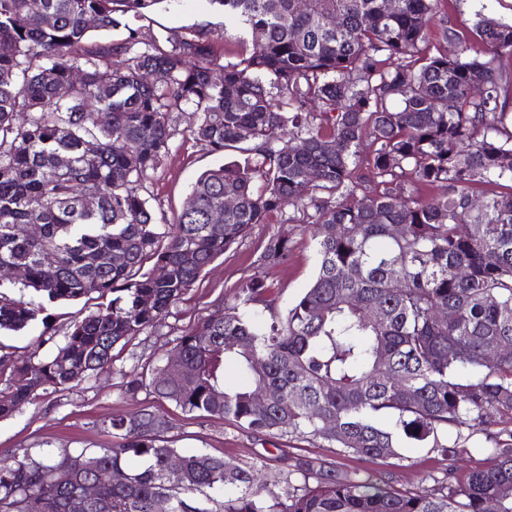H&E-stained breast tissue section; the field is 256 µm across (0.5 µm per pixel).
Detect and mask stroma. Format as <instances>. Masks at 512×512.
<instances>
[{
    "label": "stroma",
    "instance_id": "obj_1",
    "mask_svg": "<svg viewBox=\"0 0 512 512\" xmlns=\"http://www.w3.org/2000/svg\"><path fill=\"white\" fill-rule=\"evenodd\" d=\"M440 9L448 18L449 29L461 32L470 45H477V15H485L512 23V0H442ZM206 25L214 30L213 47L219 63L235 61L240 50L239 32L225 24L208 0H167L152 15L151 33L166 35L184 33L187 29ZM196 123L192 109L173 113L175 135L171 150L161 168L146 182V196L158 223L170 224L185 207L192 184L205 170L240 160L238 151L229 149L213 154L201 149L190 136ZM288 239L292 251L287 264L258 267L257 260L270 237ZM317 256L307 223L299 212L286 208L271 213L265 223L254 225L249 234L225 250L209 268L200 283L173 307L162 325L148 330L126 345L116 347L115 372L86 380L73 389L26 405L15 416L0 419V458L38 451L48 446L62 448H94L110 443L111 438L98 427L107 415H127L142 409L165 414L171 428L164 438L175 448H204L244 460L261 459L274 464L277 449H285L289 457H325L345 469L362 468L390 474L396 487L417 491L422 478L433 463L435 454L427 448L404 449L403 460L386 459L363 462L341 456L334 449L297 438L273 439L238 428L232 421L219 418L197 419L182 413L174 403L155 398L148 390L135 396L125 394L122 371L132 370L147 362L161 359L173 341L209 311L232 304L242 280L261 273L274 299V313H283L287 302L300 295L313 280ZM83 301L54 303L48 308L49 319L19 331L0 333V343L13 352L33 351L43 329L62 335L66 326L83 308Z\"/></svg>",
    "mask_w": 512,
    "mask_h": 512
}]
</instances>
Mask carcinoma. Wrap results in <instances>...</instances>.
Masks as SVG:
<instances>
[{"label": "carcinoma", "mask_w": 512, "mask_h": 512, "mask_svg": "<svg viewBox=\"0 0 512 512\" xmlns=\"http://www.w3.org/2000/svg\"><path fill=\"white\" fill-rule=\"evenodd\" d=\"M164 2L0 0V264L25 268L29 290L16 297L0 281V331L46 322L55 302L96 301L60 341L42 334L22 357L0 346V419L113 371L117 344L160 324L224 250L292 206L312 224L318 270L286 314L260 318L273 300L255 274L233 305L174 339L186 371L163 360L125 372V393L344 456L430 448L441 464L424 476L431 486L402 492L325 458L290 463L283 451L272 468L174 448L167 417L142 410L99 420L107 447L0 459V512H22L29 496L46 512H98L81 496L87 481L112 512H154L159 498L168 512H485L489 501L512 512V432L491 434L492 465L461 480V445L448 444L453 430L512 418V86L494 66L512 57V24L477 22L487 58L462 36L458 52L430 54L420 44L441 0H209L241 33L237 60L221 65L208 28L146 35L142 21ZM118 27L122 39L101 41ZM153 71L163 79L147 81ZM186 107L202 149L244 158L201 174L191 208L159 224L144 182L170 152V114ZM482 183L507 191L478 200ZM422 187L441 192L423 202ZM108 253L124 261L102 262ZM290 253L273 236L260 261ZM149 261L165 275L143 271ZM229 363L245 377L238 387L224 382Z\"/></svg>", "instance_id": "1"}]
</instances>
